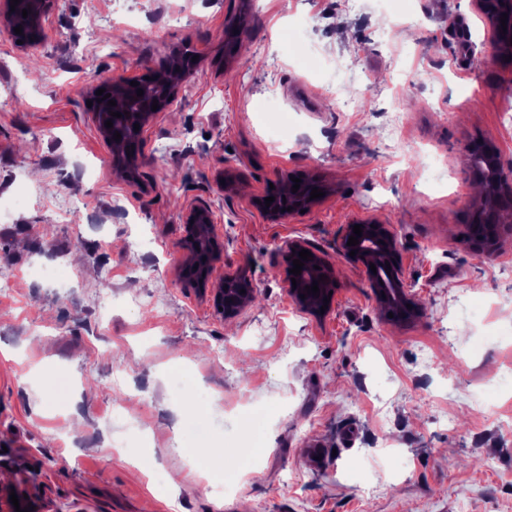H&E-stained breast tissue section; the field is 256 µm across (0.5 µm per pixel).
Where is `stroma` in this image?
I'll return each mask as SVG.
<instances>
[{
    "instance_id": "stroma-1",
    "label": "stroma",
    "mask_w": 512,
    "mask_h": 512,
    "mask_svg": "<svg viewBox=\"0 0 512 512\" xmlns=\"http://www.w3.org/2000/svg\"><path fill=\"white\" fill-rule=\"evenodd\" d=\"M126 7L54 0L46 40L27 48L0 25V274L13 284L0 294V487L36 512H512V391L496 390L512 369V234L488 255L464 238L479 195L468 146L496 145L512 179V61L475 0ZM183 45L198 76L122 178L87 93ZM336 79L353 85L348 106L329 94ZM286 173L328 193L271 223L256 201ZM65 192L83 200L81 226L57 210ZM201 203L224 242L212 286L239 273L257 290L229 319L183 274V216ZM365 218L393 225L420 317L387 319L365 267L337 252ZM294 238L336 266L324 318L289 295L281 246ZM175 369L198 415L222 405L210 438L168 383ZM243 444L257 465L214 495L204 478L228 460L201 474L193 457Z\"/></svg>"
}]
</instances>
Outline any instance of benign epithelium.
<instances>
[{
    "mask_svg": "<svg viewBox=\"0 0 512 512\" xmlns=\"http://www.w3.org/2000/svg\"><path fill=\"white\" fill-rule=\"evenodd\" d=\"M480 12L487 19L497 45L503 54L512 55V30L502 33L498 27V21L502 14L506 13L512 18V0H475ZM53 8V0H20L16 7H11V0H0V22L10 28L22 25L30 30L33 38L27 46L32 47L44 39V22ZM27 10L28 15L22 16V10ZM196 74L194 67L189 65L185 52L179 48L172 51L162 69L153 73V85L140 86L144 91L138 98L135 107L125 105L121 108L108 105V100H122L121 91L130 84L128 77H119L112 81L113 95L110 98H102L91 91L89 100L92 102L91 111L100 135L107 143L114 140L115 129L108 128L105 122L117 118L110 112L121 113L119 120L132 132L135 140H140L142 131L149 126L156 112L152 111L153 101H158V108L173 104L181 91L183 84ZM139 125V130H134V125ZM472 166H483L487 169L488 176L494 181L495 191L490 195H483L475 208L476 224L488 225L485 234L473 240L476 250L492 253L496 250L504 225L512 222V182L499 176L500 160L498 151L491 146H484L479 156L470 157ZM114 164L126 176L134 177L142 164V156L138 149L130 150L122 155L114 156ZM311 188L306 183H300L297 192H288V206L291 212L298 213L308 211L315 207L320 199L310 198ZM187 231L189 255L187 262L194 269L195 283L200 290L208 288L212 270L215 263L223 257V241L214 232V219L212 212L205 206H195L188 210L184 217ZM362 228V237L359 244L351 247L347 245L350 236L354 235V226ZM303 249L311 251L312 257L304 262L301 274L296 276L287 274L289 282V294L293 302L301 310L315 316H322L321 307L329 293L337 290V275L335 265L320 251L311 247L300 239H292L285 242L282 251L285 253L288 268H293V260L299 258V252ZM355 251L354 257H349L350 251ZM339 252L351 261L361 263L365 267L375 264L376 272L369 273L370 287L377 305L388 308L394 305L403 307L412 305L407 310V318L412 319L422 315L423 310L408 289L407 279L400 261V247L397 235L390 224H383L374 219L355 220L345 226L339 243ZM326 275L327 279L320 280V275ZM297 285H291L292 281ZM319 282L320 295L315 296L306 291V287L313 282ZM245 293H240V290ZM256 293L254 285L240 274H228L224 276V284L214 294L213 300L216 308L221 310L224 317L235 315L243 306L250 303Z\"/></svg>",
    "mask_w": 512,
    "mask_h": 512,
    "instance_id": "1",
    "label": "benign epithelium"
}]
</instances>
